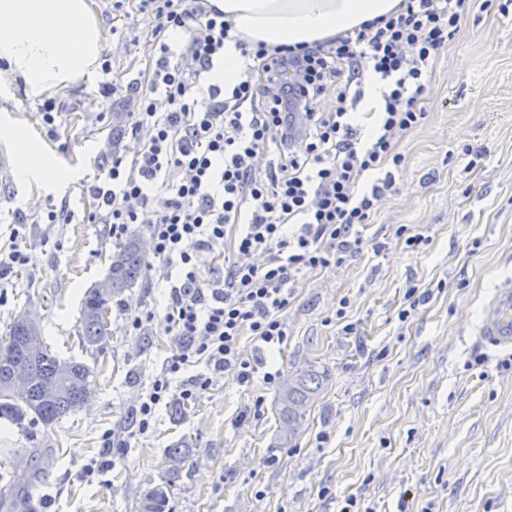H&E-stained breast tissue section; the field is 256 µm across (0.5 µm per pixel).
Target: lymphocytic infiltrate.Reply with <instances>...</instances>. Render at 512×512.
<instances>
[{"label":"lymphocytic infiltrate","instance_id":"obj_1","mask_svg":"<svg viewBox=\"0 0 512 512\" xmlns=\"http://www.w3.org/2000/svg\"><path fill=\"white\" fill-rule=\"evenodd\" d=\"M470 0H403L400 11L335 38L294 47L240 43V82L203 84L224 60L232 29L209 0H138L157 21L147 75L103 96L134 101L132 161L113 158L89 192L92 222L113 243L146 225L151 251L180 269L162 312L142 309L127 327L160 328L170 354L130 416L147 434L157 410L189 401L224 376L275 383L259 356H245L243 336L262 348L288 336L283 318L304 272L330 269L360 249V229L390 192L405 164L398 140L426 117L422 106L434 64L454 39ZM383 110L363 132L354 108L367 79ZM336 105L316 107L328 85ZM176 184L160 186L167 171ZM239 225L236 261H223L229 225ZM259 262H251V255Z\"/></svg>","mask_w":512,"mask_h":512}]
</instances>
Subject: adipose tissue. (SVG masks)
I'll list each match as a JSON object with an SVG mask.
<instances>
[{
    "mask_svg": "<svg viewBox=\"0 0 512 512\" xmlns=\"http://www.w3.org/2000/svg\"><path fill=\"white\" fill-rule=\"evenodd\" d=\"M233 23L224 62L211 74L232 89L242 57L236 40L309 44L397 14L401 0H210ZM103 40L89 0H0V60L40 96L90 75Z\"/></svg>",
    "mask_w": 512,
    "mask_h": 512,
    "instance_id": "1",
    "label": "adipose tissue"
}]
</instances>
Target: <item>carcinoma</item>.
Returning <instances> with one entry per match:
<instances>
[{
    "label": "carcinoma",
    "mask_w": 512,
    "mask_h": 512,
    "mask_svg": "<svg viewBox=\"0 0 512 512\" xmlns=\"http://www.w3.org/2000/svg\"><path fill=\"white\" fill-rule=\"evenodd\" d=\"M146 266L145 253L139 240L131 238L112 255L108 275L112 290L108 295L87 292L81 308V340L86 347L97 348L108 340L112 298L134 287ZM29 320L16 316L6 334L0 336V418L16 425L40 422L52 425L68 414L87 405L97 391L96 375L83 362L62 360L53 354L45 341L34 351L25 347ZM23 377L26 392L22 399L11 398V388L17 377ZM323 376L315 369L294 375L280 387L276 399V413L283 425L284 442L291 441L302 425L303 417L311 409L322 390ZM189 457V444L175 442L167 448L166 458L172 462L167 470L165 487L172 486L180 477L183 464ZM149 506L139 502L137 512H168V497L164 487H155L146 493Z\"/></svg>",
    "instance_id": "cac0c4a2"
}]
</instances>
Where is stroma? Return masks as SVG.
I'll return each instance as SVG.
<instances>
[{
    "mask_svg": "<svg viewBox=\"0 0 512 512\" xmlns=\"http://www.w3.org/2000/svg\"><path fill=\"white\" fill-rule=\"evenodd\" d=\"M89 2L110 74L94 71L44 98L0 71V126L38 141L55 168L0 185V232L21 212L29 223L28 263L0 285V334L28 317L60 358L94 368L98 384L86 407L54 425L0 420V512H18L20 499L35 512H136L181 439L191 448L171 512H343L351 499L358 512H512V351L478 337L499 289L512 285V16L475 0L435 65L425 121L398 145L405 164L362 229L363 249L297 285L274 361L283 375L316 369L324 381L284 445L278 384L230 375L190 403L172 400L147 435L129 437L130 412L169 353L161 333L126 327L128 314L164 303L170 269L158 258L147 256L141 283L113 299L104 349L79 341L83 296L114 252L104 225L87 220V187L113 157L132 160L140 148L126 99L102 97L98 86L148 70L155 26L147 14L123 17L112 0ZM48 99L62 111L53 131L42 119ZM60 204L68 222L42 223ZM403 225L424 244L406 248ZM411 285L433 294L402 321ZM258 399L259 416L244 418ZM109 430L111 469L104 482L88 481L82 467L101 456ZM19 466L37 474L33 487H13Z\"/></svg>",
    "mask_w": 512,
    "mask_h": 512,
    "instance_id": "1",
    "label": "stroma"
}]
</instances>
